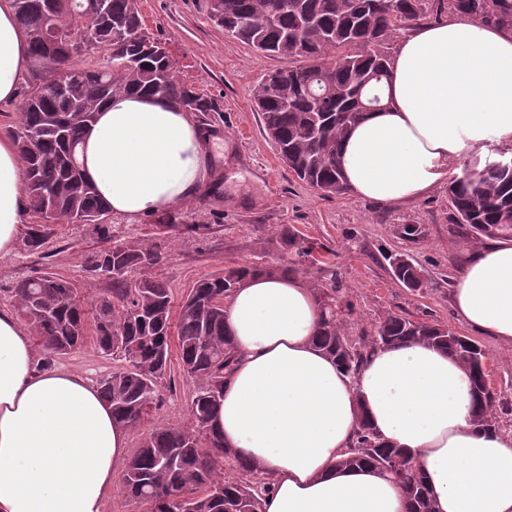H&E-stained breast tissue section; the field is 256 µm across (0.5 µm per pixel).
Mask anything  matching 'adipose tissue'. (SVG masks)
Returning <instances> with one entry per match:
<instances>
[{
	"mask_svg": "<svg viewBox=\"0 0 512 512\" xmlns=\"http://www.w3.org/2000/svg\"><path fill=\"white\" fill-rule=\"evenodd\" d=\"M30 63L11 0H0V102L16 100ZM383 92L386 108L349 132L339 157L354 196L395 205L426 196L488 145L512 146V31L420 23L393 54ZM207 142L169 98L121 94L84 130L79 159L112 214L136 222L204 189ZM27 207L17 148L0 135V256L13 253ZM450 297L461 325L512 349V241L470 253ZM322 315L295 274L252 275L224 305L236 355L213 424L271 484L264 512H409L391 475L341 463L363 419L412 459L435 512H512V430L474 424L462 365L412 344L376 350L347 374L313 341ZM126 452L98 388L41 368L14 311L0 307V512H100Z\"/></svg>",
	"mask_w": 512,
	"mask_h": 512,
	"instance_id": "adipose-tissue-1",
	"label": "adipose tissue"
}]
</instances>
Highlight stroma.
I'll return each instance as SVG.
<instances>
[{"label": "stroma", "mask_w": 512, "mask_h": 512, "mask_svg": "<svg viewBox=\"0 0 512 512\" xmlns=\"http://www.w3.org/2000/svg\"><path fill=\"white\" fill-rule=\"evenodd\" d=\"M138 5L145 29L177 59L180 80L220 106L210 140L211 179L196 198L137 222L110 214L97 224H56L40 250L18 245L0 258V305H14L15 285L39 272L67 280L80 300L111 296V280L91 272L86 259L128 241L159 246L163 259L150 274L167 284L178 305L196 281L225 268L291 263L294 255L284 242L291 230L318 247L320 266L313 276L326 287L339 282L353 302L346 317L351 338L372 329L387 312L418 318L427 311L456 334L466 335L453 316L449 288L470 247L448 240L447 186L418 201L388 206L350 193L320 195L279 158L254 109L255 86L268 72L291 67V60L259 55L225 35L210 17V0H138ZM187 224L199 225V235L184 233ZM407 224L421 225L424 238L416 243L404 238ZM391 253L420 268L419 290L395 279L387 260ZM481 343L493 388L512 407V351L486 337ZM55 363L95 383L120 366L90 336ZM195 390V380L172 366L148 420L129 429V450L139 448L156 425L186 422Z\"/></svg>", "instance_id": "35a3bbf8"}]
</instances>
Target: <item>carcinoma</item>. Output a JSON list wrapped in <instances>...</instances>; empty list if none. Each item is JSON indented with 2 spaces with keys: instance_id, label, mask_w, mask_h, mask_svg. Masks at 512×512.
<instances>
[{
  "instance_id": "1",
  "label": "carcinoma",
  "mask_w": 512,
  "mask_h": 512,
  "mask_svg": "<svg viewBox=\"0 0 512 512\" xmlns=\"http://www.w3.org/2000/svg\"><path fill=\"white\" fill-rule=\"evenodd\" d=\"M29 38L33 66L22 92L19 120L8 134L24 163L29 211L40 224L27 227L30 250L42 247L50 224H94L108 214L82 170L71 163L84 128L114 95L161 94L211 126L217 102L177 77L176 59L143 27L137 0H12ZM212 18L224 33L258 53L288 57L299 65L266 74L255 87L263 132L295 175L325 197L348 192L339 162V145L348 131L382 105L380 85L388 76L387 42L399 29L431 20L442 12L479 25L512 29V0H212ZM56 29L48 46L45 31ZM109 54V65L95 68L89 58ZM451 211L448 234L474 246L512 238V159L493 163L481 176L456 177L448 185ZM288 250L296 265L229 267L220 276L197 281L172 322V292L147 275L130 283L126 274L149 271L162 260L154 244L131 241L86 259L91 271L107 273L112 296L83 302L69 283L54 273L19 282L13 293L18 313L36 343L53 357L63 356L94 336L99 350L126 366L99 383L112 405L115 422L133 427L151 415L159 384L171 370V333H176L178 362L197 380L181 427L160 426L144 438L124 463L123 488L144 512H263L267 492L249 462H237L212 429L224 380L235 360L224 332V303L249 276L288 274L317 265L313 244L290 232ZM395 278L415 291L421 274L408 260L391 259ZM323 310L316 346L355 373L371 351L407 344H429L455 357L471 378L473 419L484 429L499 426L502 405L486 383L487 353L470 337L428 318L387 313L355 340L336 314L339 289L313 285ZM355 450L345 465L371 466L403 486L410 512H434L423 475L400 449L382 442L360 420Z\"/></svg>"
}]
</instances>
